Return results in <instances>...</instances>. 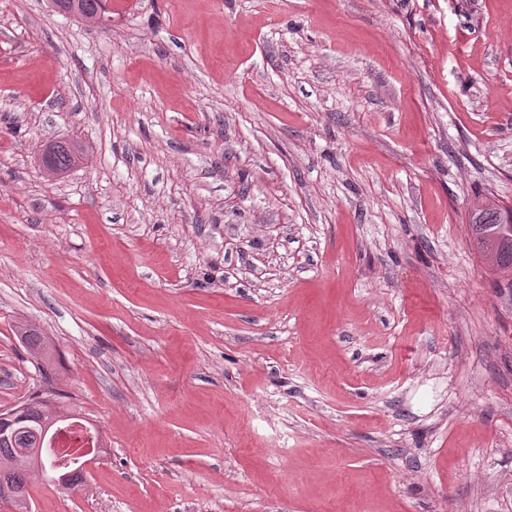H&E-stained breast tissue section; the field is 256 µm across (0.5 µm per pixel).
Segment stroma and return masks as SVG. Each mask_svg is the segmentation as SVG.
Here are the masks:
<instances>
[{"label":"stroma","instance_id":"obj_1","mask_svg":"<svg viewBox=\"0 0 512 512\" xmlns=\"http://www.w3.org/2000/svg\"><path fill=\"white\" fill-rule=\"evenodd\" d=\"M109 7L0 0V408L106 440L32 512H512V0ZM53 4L60 10L67 12L85 22L104 20L111 9L106 7V0H54ZM78 150L72 143L55 142L51 144L43 155V165L46 157L49 159L51 171L59 172L69 168L76 162ZM468 229L471 248L512 284V208L494 202L477 204L471 210ZM16 333L28 348L33 359L37 362L43 361L45 364H48L51 357V348L49 347L45 336H42L37 329L29 326L28 324H19L16 326ZM38 369L41 375L46 376L44 367L40 362Z\"/></svg>","mask_w":512,"mask_h":512}]
</instances>
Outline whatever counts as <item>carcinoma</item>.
Instances as JSON below:
<instances>
[{
    "label": "carcinoma",
    "mask_w": 512,
    "mask_h": 512,
    "mask_svg": "<svg viewBox=\"0 0 512 512\" xmlns=\"http://www.w3.org/2000/svg\"><path fill=\"white\" fill-rule=\"evenodd\" d=\"M60 10L85 22L103 20L111 10L106 0H53ZM78 150L68 142H55L44 153L51 171L59 172L76 162ZM468 229L471 248L488 267L512 283V208L494 202L477 204L470 213ZM16 333L36 361H50L51 348L44 336L35 328L20 324ZM11 417L0 424V487L19 489L17 497L8 499L14 512H31L26 495L27 483L37 475L53 481L65 477L70 488L83 483L85 470L77 466L63 470L57 463V451L37 462L33 449L46 448V439L57 431L59 421L71 416L66 405H57L39 395L18 402L10 407Z\"/></svg>",
    "instance_id": "carcinoma-1"
}]
</instances>
